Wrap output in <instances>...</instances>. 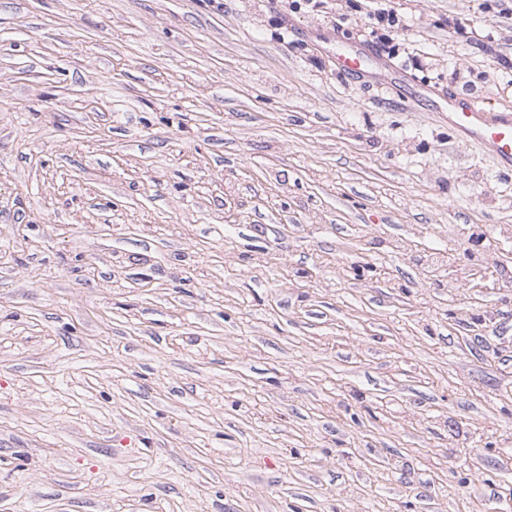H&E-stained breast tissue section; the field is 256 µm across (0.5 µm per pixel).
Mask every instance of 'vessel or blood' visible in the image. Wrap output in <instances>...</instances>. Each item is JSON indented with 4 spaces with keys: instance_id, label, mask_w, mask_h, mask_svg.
Listing matches in <instances>:
<instances>
[{
    "instance_id": "vessel-or-blood-1",
    "label": "vessel or blood",
    "mask_w": 512,
    "mask_h": 512,
    "mask_svg": "<svg viewBox=\"0 0 512 512\" xmlns=\"http://www.w3.org/2000/svg\"><path fill=\"white\" fill-rule=\"evenodd\" d=\"M382 61V54L370 46H342L336 51V69L344 74H362ZM420 94L446 112L450 129L490 155L502 175L512 174L511 111H495L484 100L464 98L435 87H422Z\"/></svg>"
}]
</instances>
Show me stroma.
I'll use <instances>...</instances> for the list:
<instances>
[{"label":"stroma","mask_w":512,"mask_h":512,"mask_svg":"<svg viewBox=\"0 0 512 512\" xmlns=\"http://www.w3.org/2000/svg\"><path fill=\"white\" fill-rule=\"evenodd\" d=\"M379 8L512 110V0H0V512H512V178ZM335 58L336 70L350 75L362 74L384 61L383 55L370 46H341Z\"/></svg>","instance_id":"stroma-1"}]
</instances>
